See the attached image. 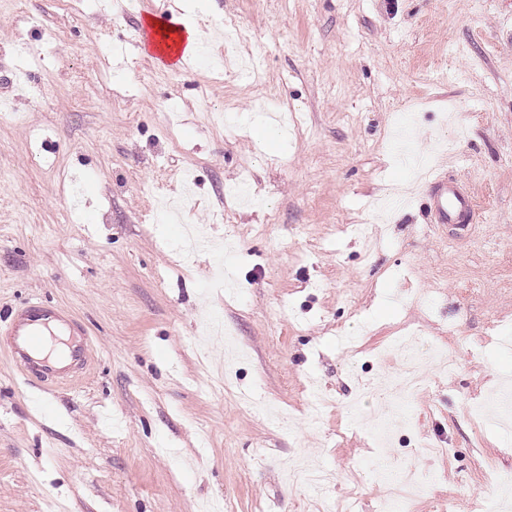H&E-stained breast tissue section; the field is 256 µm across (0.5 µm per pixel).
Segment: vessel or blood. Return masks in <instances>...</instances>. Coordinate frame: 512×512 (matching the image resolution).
Here are the masks:
<instances>
[{"mask_svg":"<svg viewBox=\"0 0 512 512\" xmlns=\"http://www.w3.org/2000/svg\"><path fill=\"white\" fill-rule=\"evenodd\" d=\"M438 223L463 224L469 221L474 202L468 194L448 184L443 176H435L428 184ZM57 331L66 338V349L61 356L43 357L41 362H31L30 356L38 350L44 333ZM7 348L20 366L26 384L42 386L71 372L82 376L87 367L88 339L81 325L74 322L60 307L39 299H31L11 312L5 327Z\"/></svg>","mask_w":512,"mask_h":512,"instance_id":"b4317fda","label":"vessel or blood"}]
</instances>
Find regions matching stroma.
<instances>
[{
	"mask_svg": "<svg viewBox=\"0 0 512 512\" xmlns=\"http://www.w3.org/2000/svg\"><path fill=\"white\" fill-rule=\"evenodd\" d=\"M160 5L0 0V91L24 115L0 117V313L39 298L90 341L43 403L0 344V512H384L386 457L434 481L405 512H503L512 431L473 410L512 377V0H173L212 52L210 21L251 36L286 110L274 143L238 63L134 50ZM23 43L49 67L21 80ZM405 117L472 223L402 197ZM246 172L262 205L216 219ZM409 335L456 362L430 365L413 419L378 376ZM380 409L387 448L361 423Z\"/></svg>",
	"mask_w": 512,
	"mask_h": 512,
	"instance_id": "35a3bbf8",
	"label": "stroma"
}]
</instances>
